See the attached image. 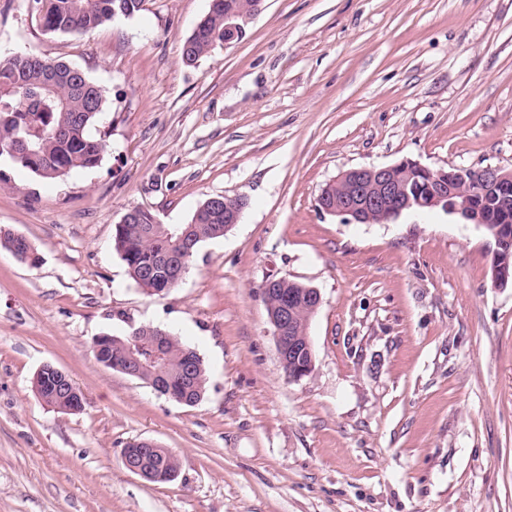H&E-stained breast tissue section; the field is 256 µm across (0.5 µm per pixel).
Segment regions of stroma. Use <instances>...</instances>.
I'll return each mask as SVG.
<instances>
[{
    "mask_svg": "<svg viewBox=\"0 0 512 512\" xmlns=\"http://www.w3.org/2000/svg\"><path fill=\"white\" fill-rule=\"evenodd\" d=\"M211 0H145L86 35L0 0V60L82 70L107 107L94 168L46 182L0 164V512H512V288L492 237L435 208L384 224L320 209L340 173L409 159L512 170V0H264L241 38L186 65ZM246 199L176 288L146 295L114 249L132 208L188 223ZM316 287L313 372L286 375L266 280ZM152 325L208 368L176 403L98 363L92 343ZM82 392L46 405L43 364ZM171 449L151 483L122 450Z\"/></svg>",
    "mask_w": 512,
    "mask_h": 512,
    "instance_id": "35a3bbf8",
    "label": "stroma"
}]
</instances>
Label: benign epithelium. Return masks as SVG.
I'll list each match as a JSON object with an SVG mask.
<instances>
[{"mask_svg": "<svg viewBox=\"0 0 512 512\" xmlns=\"http://www.w3.org/2000/svg\"><path fill=\"white\" fill-rule=\"evenodd\" d=\"M262 3L263 0H253L245 8L224 15V43L243 35L244 24L261 11ZM398 167H412L424 176L425 193L414 197L407 194L394 181L393 171ZM480 173L481 182L474 186L468 169L434 170L411 160L351 169L332 181L342 191L341 199L329 205L323 192L319 196V205L329 213L345 216L358 224H382L399 217L406 210L424 211L439 207L471 224L482 225L488 220L478 205L481 197L489 194L496 197L505 214L512 209V170L486 167ZM495 246L493 262L498 264L499 277L494 286L505 288L512 281V228L506 226L502 231L495 230ZM262 291L264 297L272 298L266 308L280 361L284 366L290 361L296 362L292 379L300 380L314 370L315 356L308 329L294 333V322L289 319L288 304L296 300V294L285 295L283 289L276 287L274 280L265 282Z\"/></svg>", "mask_w": 512, "mask_h": 512, "instance_id": "1", "label": "benign epithelium"}]
</instances>
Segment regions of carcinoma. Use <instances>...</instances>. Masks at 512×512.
<instances>
[{
  "instance_id": "cac0c4a2",
  "label": "carcinoma",
  "mask_w": 512,
  "mask_h": 512,
  "mask_svg": "<svg viewBox=\"0 0 512 512\" xmlns=\"http://www.w3.org/2000/svg\"><path fill=\"white\" fill-rule=\"evenodd\" d=\"M45 30L63 34H86L112 19L132 17L144 0H33ZM251 0H215V6L199 21L183 46V59L192 65L224 41V13L244 7ZM96 83L80 69L64 62H53L36 55L0 61V159L19 165L35 176L55 181L82 169L97 166L106 144L90 135L100 119L106 98L95 94ZM19 144L27 150L23 158L10 154L8 146ZM397 181L407 190L424 191L422 176L398 169ZM224 236V209L201 204L190 222L176 228L134 219L115 226V249L127 267L130 278L145 293L163 296L178 285L176 272L162 266L164 256L175 254L192 242L200 243ZM0 246L18 259L31 248L28 238L14 233L0 236ZM147 336L128 332L110 335L96 360L105 365L126 364L139 359L137 379L161 381L180 393L183 404L198 403L206 392L207 368L197 351L177 336L167 342L164 357H150ZM38 396L52 408H71L77 396L63 387L57 372L45 370L40 377ZM143 467L155 481L180 467L178 457L166 448L143 455Z\"/></svg>"
}]
</instances>
